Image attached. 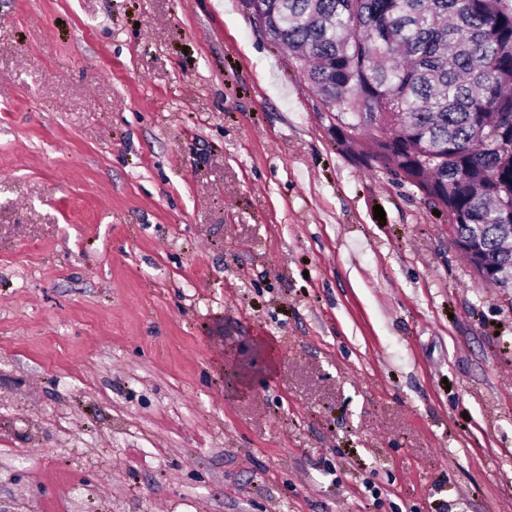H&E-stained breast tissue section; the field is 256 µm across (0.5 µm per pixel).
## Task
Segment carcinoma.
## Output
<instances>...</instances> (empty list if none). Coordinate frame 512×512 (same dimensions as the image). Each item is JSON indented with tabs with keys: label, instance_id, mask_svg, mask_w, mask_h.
<instances>
[{
	"label": "carcinoma",
	"instance_id": "carcinoma-1",
	"mask_svg": "<svg viewBox=\"0 0 512 512\" xmlns=\"http://www.w3.org/2000/svg\"><path fill=\"white\" fill-rule=\"evenodd\" d=\"M265 33L492 262L512 264V0H256Z\"/></svg>",
	"mask_w": 512,
	"mask_h": 512
}]
</instances>
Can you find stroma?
<instances>
[{
	"mask_svg": "<svg viewBox=\"0 0 512 512\" xmlns=\"http://www.w3.org/2000/svg\"><path fill=\"white\" fill-rule=\"evenodd\" d=\"M215 2L0 0V512H512V288ZM457 245L461 248L468 250L473 256V263L471 264V270L475 277L482 279L485 275L490 272L498 270L502 274V280L504 281L505 287L509 283V277L501 271L498 266L492 265L486 255L482 251V247L478 242L475 241H462L461 239L454 236Z\"/></svg>",
	"mask_w": 512,
	"mask_h": 512,
	"instance_id": "1",
	"label": "stroma"
}]
</instances>
